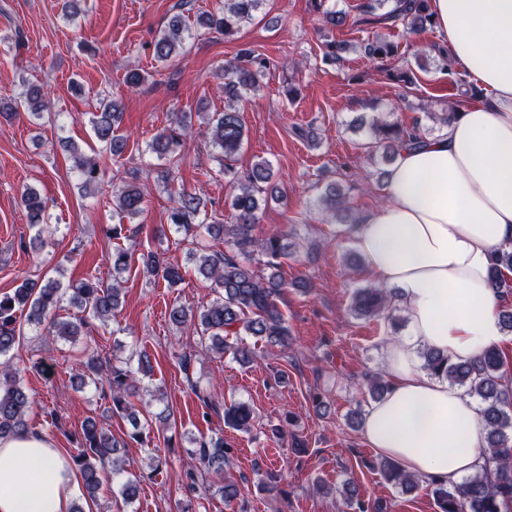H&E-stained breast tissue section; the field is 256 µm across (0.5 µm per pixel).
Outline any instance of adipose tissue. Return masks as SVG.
Returning a JSON list of instances; mask_svg holds the SVG:
<instances>
[{
  "label": "adipose tissue",
  "instance_id": "1",
  "mask_svg": "<svg viewBox=\"0 0 512 512\" xmlns=\"http://www.w3.org/2000/svg\"><path fill=\"white\" fill-rule=\"evenodd\" d=\"M449 69L489 100L463 109L424 148L397 157L386 201L364 212L353 245L400 292L412 339L387 347L389 392L362 436L420 479L455 485L487 463L481 409L422 370L416 347L472 360L500 341L488 284L493 251L512 242V0H432ZM78 474L45 435L0 439V512H71Z\"/></svg>",
  "mask_w": 512,
  "mask_h": 512
}]
</instances>
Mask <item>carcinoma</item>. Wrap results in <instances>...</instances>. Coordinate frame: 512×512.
<instances>
[{"mask_svg": "<svg viewBox=\"0 0 512 512\" xmlns=\"http://www.w3.org/2000/svg\"><path fill=\"white\" fill-rule=\"evenodd\" d=\"M393 7L374 18L362 19L369 24L400 22L413 31L433 26L430 0H374L366 13L388 2ZM327 0H313V7L323 13L324 22L332 28L346 23V13L325 7ZM264 0H224L213 11L196 16V25L215 30L224 36H233L251 22L262 7ZM192 36L183 14H174L167 24L159 29L153 40V56L162 64H168L183 54L185 44ZM435 56L418 55L416 66L424 70L425 62L433 60L436 69L448 74L444 50L434 46ZM395 46L385 38H378L364 46L367 57L383 61L392 56ZM267 69V61L246 45L240 46L235 55L224 62V111L208 118L211 126L210 143L217 152L220 172L228 178L233 188L231 208L234 223L209 224L202 215L200 198L186 191L172 188L175 176L173 166L181 159L188 131V116L175 113L170 124L156 134L148 145L157 159L168 163L161 179L171 195L172 206L168 212V224L180 231L189 232L201 227L213 239L224 241L227 250L210 252L205 248H191L186 260L195 263L197 273L211 282L215 297L206 306L192 311L181 305L169 311L171 324L179 327L188 321L194 322L202 345L206 351L217 355L232 356L241 364L254 361L255 352L246 337L264 343L266 348L286 351L292 345V334L276 297L288 286L303 293L310 290L308 281L297 278L292 282L281 274L283 260L293 254L295 244L285 233H273L263 240L254 236L261 203L276 200L281 191L273 183L274 170L266 160L256 162L241 173L235 167L236 155L244 141L245 129L237 103L245 96L260 89V79ZM47 108V92L44 86L35 83L26 85L19 102H0V115L13 117L23 110L39 118ZM122 118V105L116 100L104 98L99 104V113L91 120L96 138L105 144L114 156L122 154L125 139L117 134ZM375 143L364 146L370 153L374 148H383L385 157L394 160L403 150L415 149L426 142L427 135L417 125L401 126L374 120ZM65 150L73 158V169L78 173L84 190L94 189L104 175V167L96 154H88L75 143L68 141ZM352 185L346 175L329 181L317 197L316 204L333 219L344 223L350 211L348 194ZM145 199V187L139 184L137 172L131 173V181L115 195L116 211L123 218H133L141 210ZM28 222L36 229L30 244L42 249L54 230L45 219V204L36 189L28 187L22 194ZM266 257L269 274H258L251 264L254 253ZM112 266V282L106 283L97 277L84 278L63 285L60 279L47 277L40 281L25 279L12 294L0 296V438L12 437L28 432L27 415L35 400L19 378L18 369L8 359L9 353L21 340V323H26L71 344L94 326L103 324L117 316L121 307L122 275L132 266L133 253L120 245L108 256ZM144 272L163 279L171 288L183 284L181 266L165 259L163 254L148 251L140 255ZM512 272V247L495 251L491 257L489 279L498 296H508L507 273ZM69 302L82 312L75 319H64L56 315L64 302ZM398 311L397 293L387 288L367 284L356 290L350 314L357 319L383 318L397 324L394 312ZM423 369L430 375L448 381L479 399L482 406V422L486 431V448L492 467L470 479L448 488L441 480L431 479V489L437 512H501V506L512 501V404L503 388L505 360L502 352L493 345L484 349L476 358L466 363H457L441 352L425 348L421 351ZM152 376L150 358L138 354L116 365L101 358L95 352L86 354L81 369L70 378L72 384L81 388L90 384L109 391L107 397L112 405V414L130 421L132 432L129 438L143 444L144 431L150 426L142 423L141 410L134 398L143 393L155 402L166 398L163 386L144 383L143 378ZM254 412L245 402L233 403L224 408V422L238 430H249L253 426ZM128 442L117 440L111 432L89 419L82 426L80 448L72 461L78 470L83 486V500L72 505V512H85L83 502L96 501L97 491L111 475L123 471L121 449ZM187 454L199 466L215 474L224 475V482L216 492L230 505L243 497L239 481L226 475L235 456L234 448L218 437L198 442V446L187 449ZM380 475L396 487L411 491L418 486V478L406 473L392 458L379 461ZM141 491V480L132 475L124 480L118 495L124 504L133 503ZM344 495L351 512H376V507L366 501L357 487L346 485Z\"/></svg>", "mask_w": 512, "mask_h": 512, "instance_id": "1", "label": "carcinoma"}]
</instances>
